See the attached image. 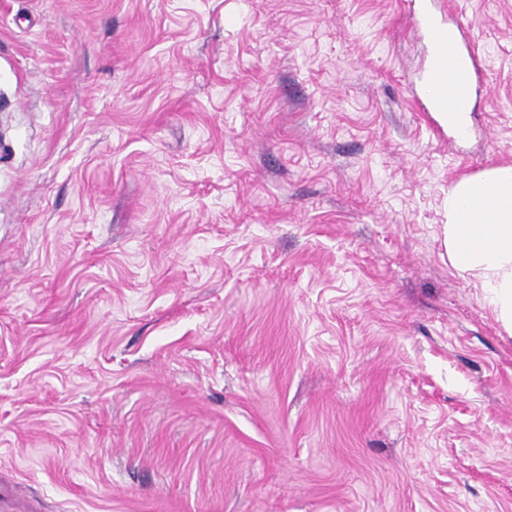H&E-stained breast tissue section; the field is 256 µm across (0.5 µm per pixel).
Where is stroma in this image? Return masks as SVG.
<instances>
[{"label":"stroma","mask_w":512,"mask_h":512,"mask_svg":"<svg viewBox=\"0 0 512 512\" xmlns=\"http://www.w3.org/2000/svg\"><path fill=\"white\" fill-rule=\"evenodd\" d=\"M505 164L512 0H0V507L512 512V336L441 229ZM461 34L462 27L458 24L448 28L439 26L434 31L440 51L430 71V83L435 86L438 81L443 80L448 67L456 75L454 84L449 87L448 98L444 94L434 95L430 104L435 112H448V127L456 124L461 113H468V103L469 109L471 108L470 91L474 76L479 70L476 57L472 52L469 51L467 56L460 53L459 36Z\"/></svg>","instance_id":"1"}]
</instances>
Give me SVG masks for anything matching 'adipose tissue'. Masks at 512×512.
<instances>
[{
    "label": "adipose tissue",
    "instance_id": "1",
    "mask_svg": "<svg viewBox=\"0 0 512 512\" xmlns=\"http://www.w3.org/2000/svg\"><path fill=\"white\" fill-rule=\"evenodd\" d=\"M447 208L443 245L452 267L481 281L497 321L512 334V166L451 184Z\"/></svg>",
    "mask_w": 512,
    "mask_h": 512
}]
</instances>
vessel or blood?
<instances>
[{
	"mask_svg": "<svg viewBox=\"0 0 512 512\" xmlns=\"http://www.w3.org/2000/svg\"><path fill=\"white\" fill-rule=\"evenodd\" d=\"M461 27H438L435 39L440 47L433 67L430 71L431 82L444 79L447 72H454L455 82L450 86L447 94H439L432 98L431 107L434 111L444 112L449 122H456L461 113L466 112L470 99L473 79L477 75L479 65L475 55H462L459 51V38Z\"/></svg>",
	"mask_w": 512,
	"mask_h": 512,
	"instance_id": "vessel-or-blood-1",
	"label": "vessel or blood"
}]
</instances>
